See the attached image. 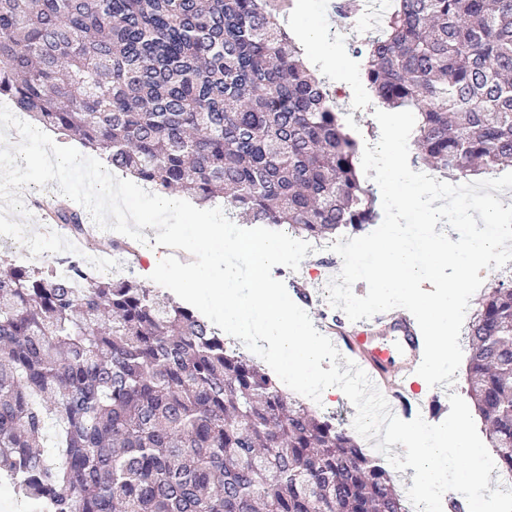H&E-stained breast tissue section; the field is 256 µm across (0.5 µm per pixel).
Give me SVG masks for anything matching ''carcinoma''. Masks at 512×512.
<instances>
[{
	"instance_id": "obj_1",
	"label": "carcinoma",
	"mask_w": 512,
	"mask_h": 512,
	"mask_svg": "<svg viewBox=\"0 0 512 512\" xmlns=\"http://www.w3.org/2000/svg\"><path fill=\"white\" fill-rule=\"evenodd\" d=\"M267 0H0V96L112 168L251 224L377 220L358 140ZM454 179L512 167V0H393L360 44ZM53 222L86 228L68 203ZM0 258V475L36 512H407L380 460L193 310L74 256ZM467 391L512 472V287L469 321Z\"/></svg>"
}]
</instances>
